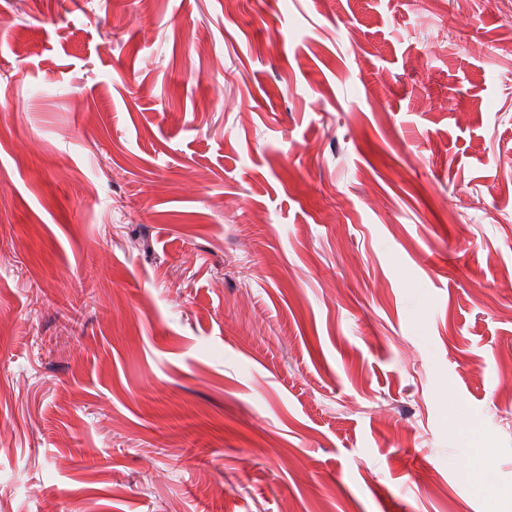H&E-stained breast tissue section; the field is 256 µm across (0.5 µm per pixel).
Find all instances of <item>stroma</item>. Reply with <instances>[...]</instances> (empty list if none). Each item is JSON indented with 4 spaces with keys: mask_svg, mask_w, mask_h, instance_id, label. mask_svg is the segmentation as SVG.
Here are the masks:
<instances>
[{
    "mask_svg": "<svg viewBox=\"0 0 512 512\" xmlns=\"http://www.w3.org/2000/svg\"><path fill=\"white\" fill-rule=\"evenodd\" d=\"M50 505L512 512L505 0H0V512Z\"/></svg>",
    "mask_w": 512,
    "mask_h": 512,
    "instance_id": "stroma-1",
    "label": "stroma"
}]
</instances>
